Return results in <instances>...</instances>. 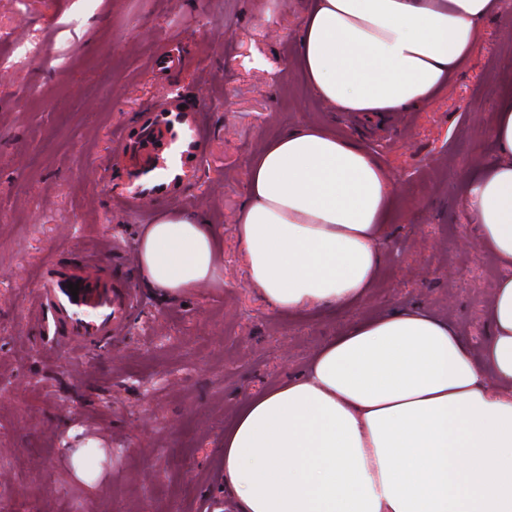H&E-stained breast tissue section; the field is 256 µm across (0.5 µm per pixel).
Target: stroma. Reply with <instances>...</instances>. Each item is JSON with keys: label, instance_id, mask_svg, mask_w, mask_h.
Returning <instances> with one entry per match:
<instances>
[{"label": "stroma", "instance_id": "35a3bbf8", "mask_svg": "<svg viewBox=\"0 0 512 512\" xmlns=\"http://www.w3.org/2000/svg\"><path fill=\"white\" fill-rule=\"evenodd\" d=\"M501 3L444 89L379 119L330 111L295 83L308 0H0V512H197L218 499L239 512L221 489L225 431L351 323L420 305L480 355L504 271L461 200L512 94V0ZM163 48L180 67L157 63ZM170 94L203 104L206 145L152 216L204 213L224 266L218 283L165 300L108 245L139 246L146 225L117 201V134ZM307 121L358 139L398 190L371 297L285 316L248 286L238 216L255 154ZM88 250L142 305L79 360L53 341L38 293L47 265Z\"/></svg>", "mask_w": 512, "mask_h": 512}]
</instances>
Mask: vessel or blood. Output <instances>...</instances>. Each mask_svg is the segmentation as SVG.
Segmentation results:
<instances>
[{
  "instance_id": "1",
  "label": "vessel or blood",
  "mask_w": 512,
  "mask_h": 512,
  "mask_svg": "<svg viewBox=\"0 0 512 512\" xmlns=\"http://www.w3.org/2000/svg\"><path fill=\"white\" fill-rule=\"evenodd\" d=\"M118 143L122 153L136 159L126 173L136 191L127 200L141 204L178 192L204 150L205 134L196 108L171 96L147 108L137 135L121 134ZM72 283L78 284V293H70ZM41 297L55 318L60 344L77 353L121 336L139 305L132 288L106 278L92 255L79 267L51 268Z\"/></svg>"
}]
</instances>
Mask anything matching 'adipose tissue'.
Wrapping results in <instances>:
<instances>
[{
    "label": "adipose tissue",
    "instance_id": "obj_1",
    "mask_svg": "<svg viewBox=\"0 0 512 512\" xmlns=\"http://www.w3.org/2000/svg\"><path fill=\"white\" fill-rule=\"evenodd\" d=\"M500 0H313L299 30L307 82L335 112L419 108L480 46ZM464 207L506 269L475 360L414 307L351 324L305 370L250 400L224 436L240 512H512V94ZM396 184L365 147L305 123L251 165L239 238L248 283L281 314L364 300L382 265ZM219 231L195 213L145 230L139 266L163 298L215 281ZM499 385L489 387L485 368Z\"/></svg>",
    "mask_w": 512,
    "mask_h": 512
}]
</instances>
